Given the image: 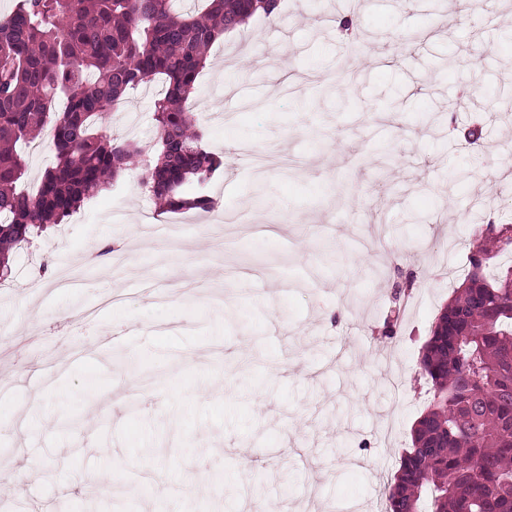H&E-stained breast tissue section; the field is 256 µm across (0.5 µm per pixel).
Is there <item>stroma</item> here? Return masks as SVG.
I'll use <instances>...</instances> for the list:
<instances>
[{"label": "stroma", "instance_id": "35a3bbf8", "mask_svg": "<svg viewBox=\"0 0 512 512\" xmlns=\"http://www.w3.org/2000/svg\"><path fill=\"white\" fill-rule=\"evenodd\" d=\"M288 0L216 41L192 96L215 223L131 167L0 285L9 512H356L433 394L418 360L476 239L512 224V0ZM356 19L340 39L332 20ZM163 89L108 133L154 140ZM482 126L480 151L461 136ZM112 245L111 261L89 264ZM417 283L384 334L398 272ZM75 418L73 431L56 421ZM111 497H103V488Z\"/></svg>", "mask_w": 512, "mask_h": 512}]
</instances>
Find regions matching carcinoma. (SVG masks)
<instances>
[{"instance_id": "1", "label": "carcinoma", "mask_w": 512, "mask_h": 512, "mask_svg": "<svg viewBox=\"0 0 512 512\" xmlns=\"http://www.w3.org/2000/svg\"><path fill=\"white\" fill-rule=\"evenodd\" d=\"M181 13L175 0H21L0 18V279L10 252L46 224L112 186L142 148L106 133L126 96L161 78L154 103L156 156L141 183L170 213H211L203 188L224 165L185 103L218 36L280 0H206ZM46 132L55 152L37 194L18 192V144ZM476 240L470 270L439 315L419 360L433 401L386 487V512H512V265L492 276L481 254L512 240Z\"/></svg>"}]
</instances>
